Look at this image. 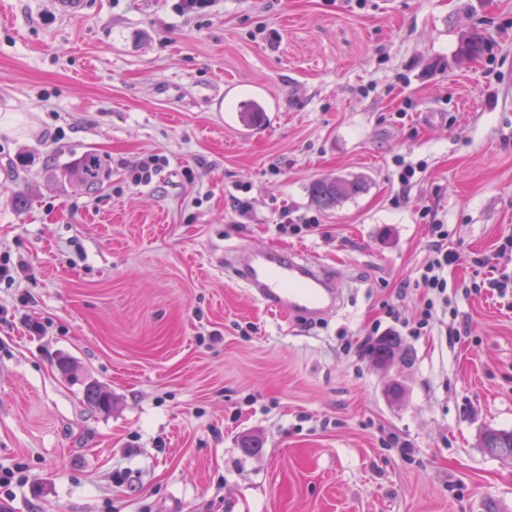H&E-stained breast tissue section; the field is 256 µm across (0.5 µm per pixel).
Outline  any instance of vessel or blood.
Listing matches in <instances>:
<instances>
[{
  "instance_id": "obj_1",
  "label": "vessel or blood",
  "mask_w": 512,
  "mask_h": 512,
  "mask_svg": "<svg viewBox=\"0 0 512 512\" xmlns=\"http://www.w3.org/2000/svg\"><path fill=\"white\" fill-rule=\"evenodd\" d=\"M225 268L250 295L281 317L317 321L342 299L339 278L297 252L267 249L229 254Z\"/></svg>"
}]
</instances>
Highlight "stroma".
Here are the masks:
<instances>
[{
  "label": "stroma",
  "mask_w": 512,
  "mask_h": 512,
  "mask_svg": "<svg viewBox=\"0 0 512 512\" xmlns=\"http://www.w3.org/2000/svg\"><path fill=\"white\" fill-rule=\"evenodd\" d=\"M174 4L0 0V115L26 128L0 140V261L32 271L0 280V465L27 477L0 512H500L512 461L480 438L512 431V298L489 285L512 274V0ZM89 150L93 195L57 175ZM335 177L365 189L319 207ZM430 213L459 260L417 336ZM266 248L334 271L340 307L305 324L228 280L225 253ZM379 326L407 353L385 372Z\"/></svg>",
  "instance_id": "35a3bbf8"
}]
</instances>
